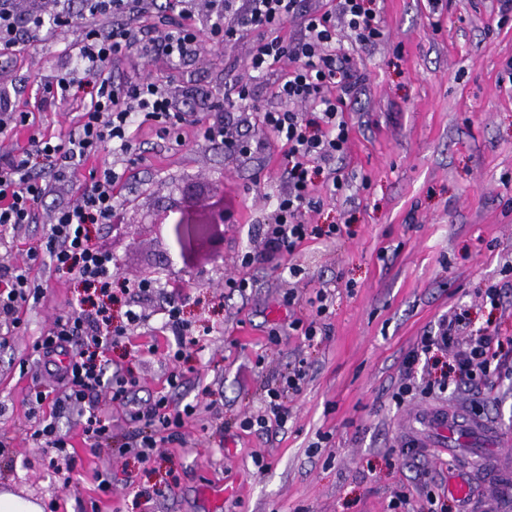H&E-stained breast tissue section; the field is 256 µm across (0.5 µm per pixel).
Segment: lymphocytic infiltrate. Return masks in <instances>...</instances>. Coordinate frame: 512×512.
Wrapping results in <instances>:
<instances>
[{
    "instance_id": "lymphocytic-infiltrate-1",
    "label": "lymphocytic infiltrate",
    "mask_w": 512,
    "mask_h": 512,
    "mask_svg": "<svg viewBox=\"0 0 512 512\" xmlns=\"http://www.w3.org/2000/svg\"><path fill=\"white\" fill-rule=\"evenodd\" d=\"M79 1L76 10L72 0H51L50 10L33 11L27 21L37 32L82 31L69 65L41 80L34 93L44 107L82 101L80 119L66 143H53L34 132L32 113L18 109L11 95L0 92V136L8 137L20 128L31 131L28 148L0 155L1 237L33 223L54 186L69 182L87 160L105 149L113 157L77 196L59 200L47 235L28 251L22 266L12 269L11 288L0 291V318L16 324L19 310L37 296L30 271L41 257H48L55 269L78 271L87 286L88 308L57 318L35 344L45 367L65 388L63 398L53 401V417L39 421L30 433L56 469L71 461L60 418L77 415L90 447L110 438V423L99 410L98 396L104 393L110 401H124L134 387L126 378L106 376L102 365L114 337L124 333L123 327L112 323V306L121 295L148 287L147 281L128 277L121 291H113L117 266L111 254L93 242L89 227L112 221L117 209L113 187L122 176L118 163L133 153L135 130L152 122L167 133L189 118L164 83L148 76L121 77L120 62L131 55L148 60L161 54L175 63L200 56L205 50L199 38L203 29L219 44L254 36L248 60L253 78L266 75L275 63L291 62V69L273 89L278 107L260 112L263 125L284 149L288 172V189L274 197L264 239L270 250L291 253L307 240L337 231L336 225L323 228L305 220L308 211L320 208L344 188L338 178L327 183L325 195H318L315 188L321 169L348 147L350 129L342 110L361 80L337 54V33L345 31L364 46L383 36L380 18L366 0H336L334 9L325 12L304 9L303 0H205L203 13L197 10L198 0H177V13L163 16L157 12V0ZM294 20L300 25L299 36L281 37L284 26ZM461 321L458 314L441 319L436 334L422 337L404 362L410 377L424 358L447 359L446 368L428 383L425 394L445 393L453 384L512 379L503 355L512 338L486 332L462 336ZM80 334L85 337L83 346L73 348V338ZM303 375V370H296L284 386L268 389L263 411L244 417L241 429L285 426V394L298 390ZM194 413L192 405H175L164 396L156 399L143 413L146 431L134 446L138 457L150 458L158 445L174 442L178 429Z\"/></svg>"
}]
</instances>
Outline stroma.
<instances>
[{
  "label": "stroma",
  "mask_w": 512,
  "mask_h": 512,
  "mask_svg": "<svg viewBox=\"0 0 512 512\" xmlns=\"http://www.w3.org/2000/svg\"><path fill=\"white\" fill-rule=\"evenodd\" d=\"M371 4L385 35L350 51L362 83L346 101L350 141L335 162L349 188L305 215L341 232L291 254L266 249L263 227L273 205L254 192L259 183L273 193L284 188L283 150L257 112L227 107L216 95L249 78L252 37L180 64L163 56L123 61L125 76L166 83L186 111L223 126L225 139L266 144L246 154L198 141L192 126L162 140L144 125L136 133L139 157L115 188L121 205L113 224L128 225V234L113 232V224L90 227L118 277L152 283L146 295L112 307L115 321L130 307L144 318L106 353L109 371L133 373L139 402L165 395L197 412L178 441L144 461L115 452L140 421L100 398L111 440L89 451L80 424L61 420L73 469L49 468L27 432L53 405L32 404L29 395L61 386L34 344L78 307L84 285L76 272L35 266L40 291L22 310V328L0 324V436L8 444L0 454L1 493L32 500L43 512H404L401 496L415 504L430 492L445 512H475L487 498L491 512H512V498L484 478L488 465H512V383L425 396L435 369L409 378L402 368L421 337L455 311L464 313L469 332L512 336V14H502L498 0ZM80 37L77 29L52 31L0 57V90H18L19 108L56 143L67 138L72 119L57 107L35 106L34 86L65 64ZM191 185L230 212L224 247L215 260L171 267L170 237H159L147 220ZM52 209L45 202L34 223L0 242V287L10 283L5 269L22 264L47 233ZM292 264L301 277H289ZM241 277L251 282L246 292L226 288V279ZM492 284L501 290L494 306L483 300ZM320 291L330 312L309 339L292 325L316 318L310 300ZM173 305L191 327L188 336H174L166 325ZM177 349L182 358L171 361ZM298 367L306 377L288 397L286 426L241 430L240 419L261 406L267 389ZM407 383L417 392L397 403L394 395ZM437 410L463 424L479 419L510 445L431 436L419 455H404L418 416ZM257 456L264 468L255 466ZM461 475L470 482L466 500L449 488ZM103 478L109 491L99 486ZM215 486L226 491L219 506L208 495Z\"/></svg>",
  "instance_id": "1"
}]
</instances>
